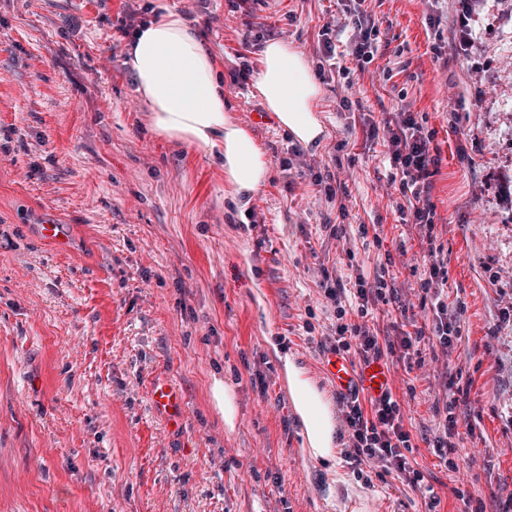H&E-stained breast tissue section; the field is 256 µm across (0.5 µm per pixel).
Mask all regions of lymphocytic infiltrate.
Wrapping results in <instances>:
<instances>
[{
    "label": "lymphocytic infiltrate",
    "mask_w": 512,
    "mask_h": 512,
    "mask_svg": "<svg viewBox=\"0 0 512 512\" xmlns=\"http://www.w3.org/2000/svg\"><path fill=\"white\" fill-rule=\"evenodd\" d=\"M354 34L347 53L352 57L357 69H365L374 59L379 41L380 29L373 19L360 11H353ZM368 138H384L387 143L389 162L399 178L398 188L403 198L401 211L407 212L409 224L414 225L420 237L429 245L433 261L420 281L423 292L446 285L448 266L440 257L434 231V206L430 202L426 188L432 177V169L438 161L431 156L429 145L434 133L428 130L425 120L415 115L408 107L396 112L393 127L379 131L376 125H369ZM354 308L361 321L357 324L346 322L349 310L346 308L344 286L328 289L327 295L336 302V336L331 343L333 351L349 353L357 350L363 362H370L394 354L396 349L412 351L420 336H403L400 342L379 344L376 330L364 325L363 319L376 304L386 301L391 290L384 278H377L374 286H367L364 279H357ZM337 401L343 415V428L347 435L348 455L355 461H369L379 464L383 474L396 475L406 479L414 488L422 487L423 474L413 469L406 457L412 450L410 435L403 427L400 408L391 395L384 393L380 398L363 405L357 392L338 394Z\"/></svg>",
    "instance_id": "1"
}]
</instances>
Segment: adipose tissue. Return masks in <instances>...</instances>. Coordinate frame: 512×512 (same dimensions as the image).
<instances>
[{"mask_svg":"<svg viewBox=\"0 0 512 512\" xmlns=\"http://www.w3.org/2000/svg\"><path fill=\"white\" fill-rule=\"evenodd\" d=\"M127 54L153 131L219 153L224 178L236 198L258 192L268 179L269 160L252 135L231 118L224 83L195 30L160 6L156 17L137 29ZM258 63L256 88L281 127L304 146L319 144L326 136L315 108L320 89L304 56L286 42L271 41ZM280 368L303 449L314 460H333L337 429L324 392L292 356H281Z\"/></svg>","mask_w":512,"mask_h":512,"instance_id":"ef3b65f1","label":"adipose tissue"}]
</instances>
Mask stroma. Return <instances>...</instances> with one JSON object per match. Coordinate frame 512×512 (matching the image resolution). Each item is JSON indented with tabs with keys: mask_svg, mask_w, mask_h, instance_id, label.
<instances>
[{
	"mask_svg": "<svg viewBox=\"0 0 512 512\" xmlns=\"http://www.w3.org/2000/svg\"><path fill=\"white\" fill-rule=\"evenodd\" d=\"M149 0H0V512H501L512 499V0H470L474 43L454 36L456 0H364L382 45L340 79L350 17L337 0H166L224 79L231 115L270 162L248 202L216 159L150 127L126 64V16ZM271 40L305 57L321 87V144L296 142L255 88ZM250 78L233 82L232 72ZM435 137L429 179L461 334L442 352L417 271L425 247L396 211L398 190L367 140L400 105ZM335 197H328V189ZM54 219L71 249L37 236ZM375 226L376 237L357 228ZM394 289L379 327H419L423 362L388 357L433 497L353 461L302 449L279 358L328 399L336 316L324 270ZM171 380L170 425L148 381ZM235 394L234 431L211 399ZM458 470L432 444L448 382Z\"/></svg>",
	"mask_w": 512,
	"mask_h": 512,
	"instance_id": "stroma-1",
	"label": "stroma"
}]
</instances>
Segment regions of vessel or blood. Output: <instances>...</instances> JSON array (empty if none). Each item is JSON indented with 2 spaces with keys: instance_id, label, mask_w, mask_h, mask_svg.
I'll return each instance as SVG.
<instances>
[{
  "instance_id": "b4317fda",
  "label": "vessel or blood",
  "mask_w": 512,
  "mask_h": 512,
  "mask_svg": "<svg viewBox=\"0 0 512 512\" xmlns=\"http://www.w3.org/2000/svg\"><path fill=\"white\" fill-rule=\"evenodd\" d=\"M38 233L44 242L54 246L59 252L68 251V238L63 225L48 222L40 225ZM325 366L328 375L336 384L337 391L343 393L355 388L364 397L377 398L391 385L390 368L381 360L357 367L345 354L332 352L328 354ZM149 386L154 411L167 416L170 421H178L183 415L184 406L179 390L163 378L151 379Z\"/></svg>"
}]
</instances>
